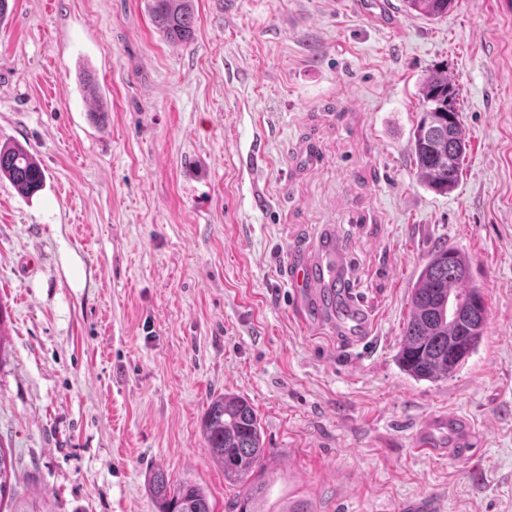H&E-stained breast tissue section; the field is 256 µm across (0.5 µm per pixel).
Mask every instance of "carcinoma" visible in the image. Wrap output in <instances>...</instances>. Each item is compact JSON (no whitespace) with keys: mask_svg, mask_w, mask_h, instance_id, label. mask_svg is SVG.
<instances>
[{"mask_svg":"<svg viewBox=\"0 0 512 512\" xmlns=\"http://www.w3.org/2000/svg\"><path fill=\"white\" fill-rule=\"evenodd\" d=\"M455 0H404L406 9L430 19L448 14ZM154 27L171 41L188 42L194 34L191 0H148ZM422 117L411 148L420 184L438 194L458 186L468 139L458 110V88L444 70L430 72L419 88ZM23 195L42 189L45 172L20 145L0 146V176ZM470 260L444 245L421 268L410 296V314L401 334L396 361L416 381L446 380L461 370L483 342L486 304L481 289L470 285ZM201 431L224 480L245 486L239 512H261L265 482L261 421L250 401L233 392L211 398ZM158 512H212L205 489L192 478L171 488L162 470L150 484ZM17 498L13 460L0 447V506Z\"/></svg>","mask_w":512,"mask_h":512,"instance_id":"1","label":"carcinoma"}]
</instances>
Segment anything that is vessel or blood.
I'll list each match as a JSON object with an SVG mask.
<instances>
[{
	"label": "vessel or blood",
	"instance_id": "1",
	"mask_svg": "<svg viewBox=\"0 0 512 512\" xmlns=\"http://www.w3.org/2000/svg\"><path fill=\"white\" fill-rule=\"evenodd\" d=\"M287 275L297 308H308L316 298H325L336 305L333 324L340 342L355 346L368 340L370 316L357 298L350 264L334 228L321 231L314 256L297 254ZM474 441L469 423L451 409L421 419L412 433L414 452L432 459L464 456Z\"/></svg>",
	"mask_w": 512,
	"mask_h": 512
}]
</instances>
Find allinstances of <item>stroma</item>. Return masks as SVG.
<instances>
[{
  "instance_id": "35a3bbf8",
  "label": "stroma",
  "mask_w": 512,
  "mask_h": 512,
  "mask_svg": "<svg viewBox=\"0 0 512 512\" xmlns=\"http://www.w3.org/2000/svg\"><path fill=\"white\" fill-rule=\"evenodd\" d=\"M391 2L386 26L355 0H193L194 38L173 43L147 0H9L0 145L46 180L25 196L0 176V446L35 512H157L159 469L227 512L244 489L201 433L225 391L260 416L264 512H512V0L436 20ZM435 68L469 140L445 196L411 150ZM327 224L374 321L365 349L291 301L283 269ZM441 245L470 259L485 340L418 382L396 354ZM448 408L478 431L471 456L410 453Z\"/></svg>"
}]
</instances>
